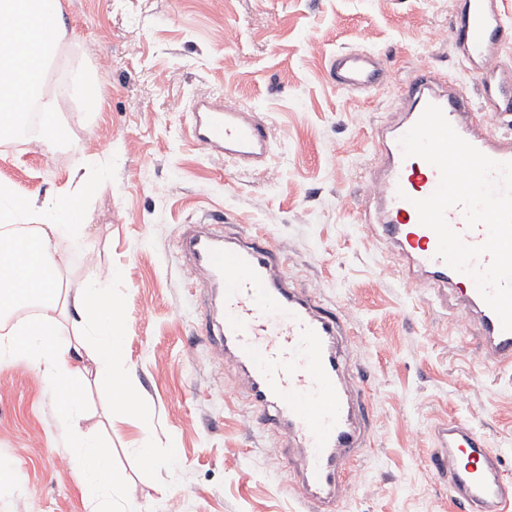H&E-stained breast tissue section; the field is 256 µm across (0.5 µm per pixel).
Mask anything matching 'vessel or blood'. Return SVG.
<instances>
[{"mask_svg":"<svg viewBox=\"0 0 512 512\" xmlns=\"http://www.w3.org/2000/svg\"><path fill=\"white\" fill-rule=\"evenodd\" d=\"M497 2L467 0L451 31L462 64L477 80L478 99L425 67L398 87L396 117L371 135L374 168L363 221L379 225L408 282L422 280L440 305H451L453 317L473 323L479 358L511 369L512 331L503 330L470 276L437 257L436 234L419 222L414 202L436 190L438 170L422 158L403 157L399 146L400 137L434 104L483 154L512 161V133L495 135L486 128L488 117L512 112V68L501 61L502 52L512 47L505 36L512 21ZM330 75L339 88L365 93L379 85L381 69L372 54L350 51L333 59ZM189 112L194 145L237 169L268 165V125L251 108L218 94L194 99ZM446 217L467 244L485 240L484 227L467 228L462 208L449 209ZM179 246L190 279L203 282L200 333L219 365L237 371L252 427L274 428L294 451L289 482L311 512H336L346 474L369 439L367 410L340 345L343 319L293 288L273 258L272 245L260 239L222 235L205 222L187 225ZM433 435L429 462L447 481L459 512H512V482L503 477L502 457L479 433L448 419L434 426Z\"/></svg>","mask_w":512,"mask_h":512,"instance_id":"vessel-or-blood-1","label":"vessel or blood"}]
</instances>
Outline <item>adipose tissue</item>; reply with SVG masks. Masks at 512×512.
I'll return each instance as SVG.
<instances>
[{
	"instance_id": "ef3b65f1",
	"label": "adipose tissue",
	"mask_w": 512,
	"mask_h": 512,
	"mask_svg": "<svg viewBox=\"0 0 512 512\" xmlns=\"http://www.w3.org/2000/svg\"><path fill=\"white\" fill-rule=\"evenodd\" d=\"M49 0H0V136L12 133L42 78L41 67L51 46L38 41L45 25L60 26V10ZM83 212L81 193L71 192L37 206L19 199L0 183V313L36 302L41 314L14 324L0 335V366L18 359L42 370L56 394L57 415L70 438L66 459L81 477V487L95 512H141L130 494H118V481L100 443L80 424L84 375L80 359L90 357L96 378L124 408L136 402L123 369V326L119 303L108 284L62 294L66 260L55 246L67 237ZM65 307L80 333L64 336L54 315Z\"/></svg>"
}]
</instances>
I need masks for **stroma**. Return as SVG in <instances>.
<instances>
[{"label": "stroma", "mask_w": 512, "mask_h": 512, "mask_svg": "<svg viewBox=\"0 0 512 512\" xmlns=\"http://www.w3.org/2000/svg\"><path fill=\"white\" fill-rule=\"evenodd\" d=\"M59 2L65 32L42 88L66 148L0 139V181L40 204L73 190L75 174L90 183L76 236L56 243L62 285L111 281L138 403L118 412L87 380L81 424L142 512H305L281 476L287 459L268 454L276 440L244 429L234 370L198 334L176 240L210 215L225 232L267 238L294 286L347 321L370 432L337 512H457L428 464L431 430L450 418L480 431L512 479V370L482 364L462 322L408 287L378 229L360 221L371 133L392 120L397 86L428 67L477 89L453 40L429 38L450 30L463 0ZM359 48L385 76L362 95L329 74L336 54ZM59 73L96 81L99 109L56 90ZM218 92L267 121L265 170L233 169L190 142L187 104ZM146 433L152 466L135 452ZM67 446L43 373L0 367V458L13 462L0 471V512H91L78 472L61 464Z\"/></svg>", "instance_id": "obj_1"}]
</instances>
